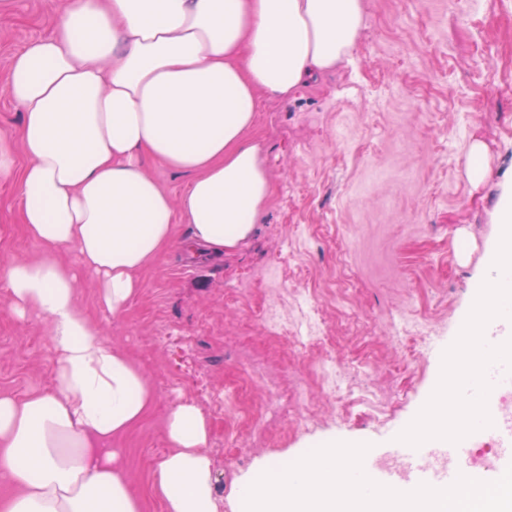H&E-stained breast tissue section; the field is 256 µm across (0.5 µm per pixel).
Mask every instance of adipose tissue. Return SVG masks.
Segmentation results:
<instances>
[{"label":"adipose tissue","instance_id":"adipose-tissue-1","mask_svg":"<svg viewBox=\"0 0 512 512\" xmlns=\"http://www.w3.org/2000/svg\"><path fill=\"white\" fill-rule=\"evenodd\" d=\"M50 19L12 57L22 119L0 129V182L17 186L18 220L44 253L0 265V287L18 319L46 323L53 380L0 392V512H144L113 443L150 411L153 385L103 337L79 279L116 316L176 225L189 249L243 245L273 190L252 137L261 101L351 63L364 0H64ZM153 161L190 174L180 198ZM164 435L163 512H223L202 410L175 402Z\"/></svg>","mask_w":512,"mask_h":512}]
</instances>
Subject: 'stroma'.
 <instances>
[{"mask_svg": "<svg viewBox=\"0 0 512 512\" xmlns=\"http://www.w3.org/2000/svg\"><path fill=\"white\" fill-rule=\"evenodd\" d=\"M50 0L0 5V128L21 115L8 91L15 52L48 33ZM274 191L252 238L220 259L180 246L141 274L128 309L83 303L103 335L146 370L154 404L117 440L145 512H163L152 469L168 450L163 423L179 400L195 402L231 512L232 488L257 467L294 460L328 441L365 443L363 470L377 479L400 431L430 397L442 354L458 334L498 234L494 210L512 189V0H365L352 63L303 87L295 100H264L253 133ZM485 174L468 176L473 142ZM18 191L0 182V262L42 256L17 222ZM287 253L288 261L274 263ZM275 278L289 322L317 306L332 348L296 351L292 336L250 324V296L227 294ZM285 387L307 384L306 408L269 421L225 413L224 391L242 362ZM335 368L350 388L341 402L323 387ZM44 323L18 320L0 291V391L51 385Z\"/></svg>", "mask_w": 512, "mask_h": 512, "instance_id": "stroma-1", "label": "stroma"}]
</instances>
